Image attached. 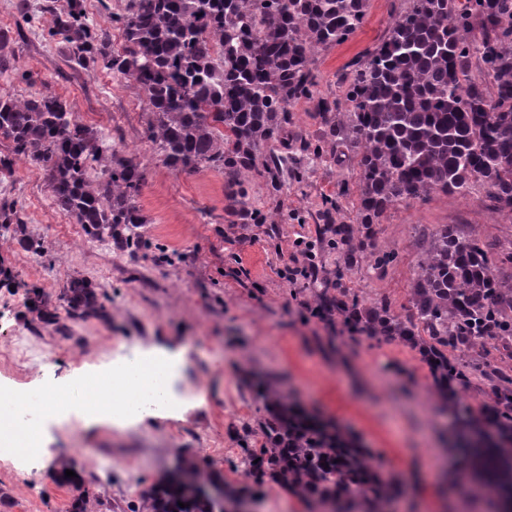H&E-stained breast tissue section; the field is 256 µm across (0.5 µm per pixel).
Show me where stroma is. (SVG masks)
Returning <instances> with one entry per match:
<instances>
[{"instance_id":"obj_1","label":"stroma","mask_w":512,"mask_h":512,"mask_svg":"<svg viewBox=\"0 0 512 512\" xmlns=\"http://www.w3.org/2000/svg\"><path fill=\"white\" fill-rule=\"evenodd\" d=\"M0 0V37L12 73L0 93L18 97L51 90L86 125L139 163L137 199L150 246L131 250L91 238L81 224L61 221L44 175L29 160L0 168V201L13 203L23 225L0 227V383L24 396L49 389L37 365L51 349L59 377L104 367L101 344L188 348L191 390L206 403L178 418H149L130 429H85L80 416L44 420L37 431L54 456L52 469L28 476L0 461V512H151L150 494L174 475L201 477L203 499L220 512H329L322 502L277 484L240 481L247 449L260 447L270 405H293L360 448L388 485L385 512H498L479 486L485 458L511 455L487 426L490 391L512 378V338L449 351L468 377L452 395L422 362L419 348L396 336L348 333L328 301L345 292L359 307L387 304L411 313L419 262L433 232L451 227L484 243L494 273L512 284V212L494 209L482 186L402 203L372 225L354 264L330 244L323 199L342 195L352 220L359 194L356 157L326 162L302 177L287 176L272 193L257 176L248 203L264 224H239L230 213L222 171H173L149 138V113L139 86L103 68L71 65L50 34L52 12L66 0ZM409 0H369L363 27L343 44L316 50L317 93L342 97L344 65L381 40ZM322 129L313 104L297 105L288 142L264 155L297 152ZM387 257L385 265L376 260ZM315 262V279L302 275ZM95 288L97 306L72 314L73 282Z\"/></svg>"}]
</instances>
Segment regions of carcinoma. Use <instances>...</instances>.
I'll use <instances>...</instances> for the list:
<instances>
[{"mask_svg":"<svg viewBox=\"0 0 512 512\" xmlns=\"http://www.w3.org/2000/svg\"><path fill=\"white\" fill-rule=\"evenodd\" d=\"M369 0H128L121 25L126 46L111 49L102 30L87 22L85 0H67L51 18V33L70 61L102 64L134 81L153 116L152 140L174 171L215 168L233 191L236 216L265 224L247 202L246 177L281 189L277 160L262 149L288 129L301 101L317 100L323 133L306 142L297 165L359 157V198L350 224H333L340 197H326L323 215L331 245L345 262L351 242L381 223L395 206L437 193L465 195L479 182L500 211H512V0H410L387 34L344 69V100L317 97L314 50L341 44L364 24ZM479 29H474V23ZM477 60L485 80L469 78ZM0 136L11 153L0 167L26 158L45 167L57 208L96 238H123L143 223L137 206L143 174L131 159L108 155L92 128L50 92L26 98L0 95ZM71 302L90 304L93 287L76 282ZM512 286L492 271L486 245L443 227L420 263L413 312L401 319L382 304L366 313L340 294L330 304L355 324L383 336L413 339L443 375L465 378L448 349L476 345L495 327L512 338ZM256 478L271 475L303 491L312 480L330 491L323 499L369 496L384 504L385 487L365 460L326 467L317 448L288 458L267 428L261 448H246ZM491 486L512 499V466Z\"/></svg>","mask_w":512,"mask_h":512,"instance_id":"1","label":"carcinoma"}]
</instances>
